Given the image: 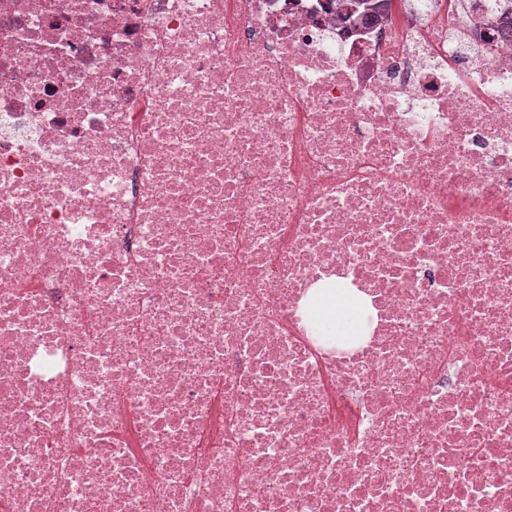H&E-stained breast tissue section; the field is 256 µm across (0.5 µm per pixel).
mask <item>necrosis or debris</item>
I'll list each match as a JSON object with an SVG mask.
<instances>
[{"label": "necrosis or debris", "instance_id": "4bbe7bcc", "mask_svg": "<svg viewBox=\"0 0 512 512\" xmlns=\"http://www.w3.org/2000/svg\"><path fill=\"white\" fill-rule=\"evenodd\" d=\"M509 9L0 0V512H512ZM362 308L355 299L336 292L335 296L328 295L320 301L319 316L328 330L345 335L356 328L355 339H360L359 334L364 331L360 321Z\"/></svg>", "mask_w": 512, "mask_h": 512}]
</instances>
